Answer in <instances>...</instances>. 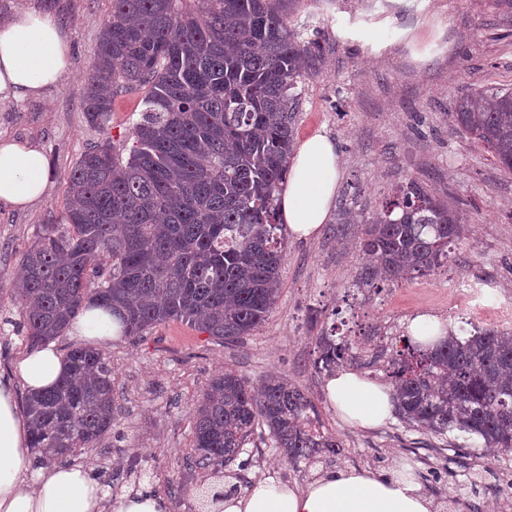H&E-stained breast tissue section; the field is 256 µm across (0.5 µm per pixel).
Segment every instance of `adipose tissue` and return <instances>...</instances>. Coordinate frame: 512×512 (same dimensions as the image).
<instances>
[{"mask_svg":"<svg viewBox=\"0 0 512 512\" xmlns=\"http://www.w3.org/2000/svg\"><path fill=\"white\" fill-rule=\"evenodd\" d=\"M71 67V46L55 13L20 10L0 22V95L39 96L59 84ZM48 159L36 143L0 138V204L25 209L47 188ZM341 180L338 148L316 132L299 142L291 159L280 212L297 239L317 237L334 208ZM75 335L95 345L122 337L111 313L86 310ZM66 370L52 346L31 352L19 365L30 390L53 386ZM17 382V383H20ZM16 382L0 378V512H166L162 497L127 492L110 501L85 465L37 468L28 451V424L18 410ZM327 400L348 425L373 428L395 410L390 389L379 380L342 369L326 384ZM221 512H432L412 474L383 478L365 470L335 471L299 488L275 478L225 499Z\"/></svg>","mask_w":512,"mask_h":512,"instance_id":"adipose-tissue-1","label":"adipose tissue"}]
</instances>
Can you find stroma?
Instances as JSON below:
<instances>
[{"label": "stroma", "mask_w": 512, "mask_h": 512, "mask_svg": "<svg viewBox=\"0 0 512 512\" xmlns=\"http://www.w3.org/2000/svg\"><path fill=\"white\" fill-rule=\"evenodd\" d=\"M43 9L60 18L72 67L62 84L38 97L0 99V137L37 142L49 161L40 201L24 210L0 205V291L16 277L39 225L62 223L69 173L84 148L106 140L129 153L145 96L140 90L119 98L111 121L91 127L82 89L110 0H0V16ZM294 21L319 30L325 53L319 72L297 86L295 137L319 130L336 143L343 168L336 201L358 221H332L317 238L288 240L279 300L252 335L225 344L171 321L139 340L105 346L121 414L111 434L76 461L93 468L112 498L143 488L161 495L168 512H203L199 490L208 475L184 467L193 408L224 370L255 384L280 370L313 402L317 425L336 435L342 450L329 466L291 464L271 441L252 436L244 453L247 483L274 477L303 487L331 470L392 477L407 466L414 478H426L422 492L433 512L472 504L477 512H512V451L491 456L475 436L455 431L440 439L396 418L368 430L350 427L327 401L326 373L314 366L322 337L346 340L357 354L376 352V329L389 321L402 328L407 311L437 316L458 337L469 336L474 322L452 300L468 279L492 278L490 297L512 302V174L452 117L463 92L512 88V15L493 0H302ZM411 179L460 212L465 231L454 259L409 282L356 287L360 220ZM20 319L0 294V375L8 378L28 354L14 328Z\"/></svg>", "instance_id": "35a3bbf8"}]
</instances>
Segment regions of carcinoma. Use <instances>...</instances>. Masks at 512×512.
<instances>
[{
    "label": "carcinoma",
    "instance_id": "obj_1",
    "mask_svg": "<svg viewBox=\"0 0 512 512\" xmlns=\"http://www.w3.org/2000/svg\"><path fill=\"white\" fill-rule=\"evenodd\" d=\"M301 0H111L92 73L87 122L105 127L115 100L145 89L123 158L92 143L70 171L63 224H43L22 252L9 296L30 349L64 335L87 306L112 310L124 335L180 320L229 343L268 319L281 292L286 246L278 197L294 145L298 80L316 74L319 37L291 23ZM457 127L512 173V89H476L455 102ZM463 235L458 210L420 183L397 185L366 224V260L354 286L431 275ZM387 358L386 381L407 426L457 430L497 452L512 449V329L453 332L432 348L406 335ZM315 366L351 363L346 342H320ZM67 372L26 394L37 463L69 462L112 432L121 413L106 354L76 347ZM312 401L285 375L260 389L228 370L193 409L194 454L210 469L204 492L234 495V464L258 427L289 462L333 460L341 443L314 425Z\"/></svg>",
    "mask_w": 512,
    "mask_h": 512
}]
</instances>
